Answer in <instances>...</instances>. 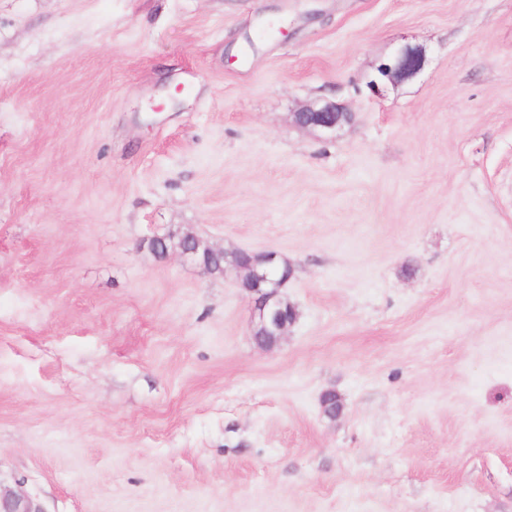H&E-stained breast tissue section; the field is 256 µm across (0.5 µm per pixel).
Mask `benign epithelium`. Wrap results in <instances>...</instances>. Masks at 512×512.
I'll list each match as a JSON object with an SVG mask.
<instances>
[{"label":"benign epithelium","instance_id":"7a95c632","mask_svg":"<svg viewBox=\"0 0 512 512\" xmlns=\"http://www.w3.org/2000/svg\"><path fill=\"white\" fill-rule=\"evenodd\" d=\"M427 63L426 51L415 45L403 44L395 50L388 61L379 68L381 79L395 84L414 79ZM350 120V113L334 102L308 105L294 113L295 123L303 128H315L325 135H331L342 124ZM184 257L197 259L199 252L223 254L222 249L202 246L200 240L187 235L178 244ZM280 259L274 252L257 253L247 261L227 263L224 274L234 273L238 278V287L254 298L252 335L258 344L270 347L285 336L288 328L294 324L297 315L283 311L284 301L280 290L292 277L293 272L278 274L275 271ZM0 512H45L42 506L24 493H0Z\"/></svg>","mask_w":512,"mask_h":512}]
</instances>
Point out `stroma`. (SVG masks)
<instances>
[{
    "label": "stroma",
    "mask_w": 512,
    "mask_h": 512,
    "mask_svg": "<svg viewBox=\"0 0 512 512\" xmlns=\"http://www.w3.org/2000/svg\"><path fill=\"white\" fill-rule=\"evenodd\" d=\"M182 230L288 260L277 347ZM0 489L512 512V0H0ZM426 63L427 54L422 47L403 44L382 64L378 73L382 80L387 79L395 84L404 83L414 79ZM349 120L350 113L335 102L308 105L294 113V121L298 126L318 129L327 136L336 133V129Z\"/></svg>",
    "instance_id": "35a3bbf8"
}]
</instances>
